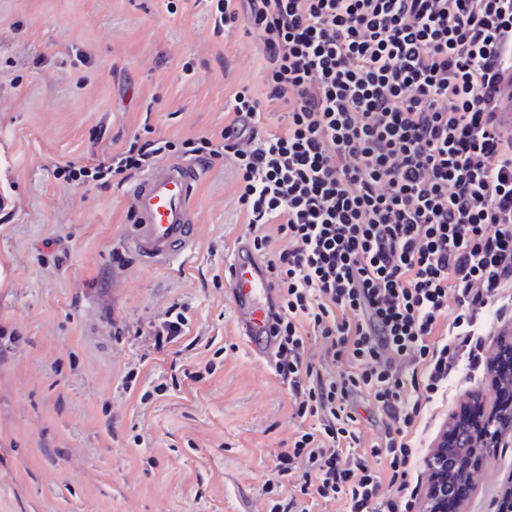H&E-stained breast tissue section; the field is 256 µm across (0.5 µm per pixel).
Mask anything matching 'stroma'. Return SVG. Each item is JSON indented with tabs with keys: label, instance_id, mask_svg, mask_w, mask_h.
<instances>
[{
	"label": "stroma",
	"instance_id": "1",
	"mask_svg": "<svg viewBox=\"0 0 512 512\" xmlns=\"http://www.w3.org/2000/svg\"><path fill=\"white\" fill-rule=\"evenodd\" d=\"M258 37L215 27L210 0H0V512H269L276 456L300 427L274 366L236 329L224 259L248 239L230 166L203 168L195 243L174 266L125 252L136 178L69 185L152 128L220 139L236 89L262 87ZM186 309L165 350L151 325ZM494 396L457 368L413 429L411 512L433 441ZM512 447L485 454L464 512H496Z\"/></svg>",
	"mask_w": 512,
	"mask_h": 512
}]
</instances>
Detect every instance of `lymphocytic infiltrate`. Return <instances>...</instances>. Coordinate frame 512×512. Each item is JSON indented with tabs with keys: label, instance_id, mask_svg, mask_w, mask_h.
Returning <instances> with one entry per match:
<instances>
[{
	"label": "lymphocytic infiltrate",
	"instance_id": "lymphocytic-infiltrate-1",
	"mask_svg": "<svg viewBox=\"0 0 512 512\" xmlns=\"http://www.w3.org/2000/svg\"><path fill=\"white\" fill-rule=\"evenodd\" d=\"M216 10V26L242 22L259 38L266 90L235 91L221 139L182 147L235 168L276 285L277 372L294 417L318 420L277 454L276 476L297 479L300 496L271 512L320 501L408 512L414 424L455 367L481 368L484 320L512 309V128L499 119L512 101V0H218ZM267 102L284 109L273 130ZM165 151L135 142L58 173L122 181ZM314 335L321 369L306 358ZM359 394L386 418L365 455ZM385 481L394 496L381 495Z\"/></svg>",
	"mask_w": 512,
	"mask_h": 512
}]
</instances>
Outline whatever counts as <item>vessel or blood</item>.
I'll list each match as a JSON object with an SVG mask.
<instances>
[{
	"label": "vessel or blood",
	"mask_w": 512,
	"mask_h": 512,
	"mask_svg": "<svg viewBox=\"0 0 512 512\" xmlns=\"http://www.w3.org/2000/svg\"><path fill=\"white\" fill-rule=\"evenodd\" d=\"M195 165L164 162L137 182L132 193L134 230L123 246L151 264H172L193 246ZM224 278L235 305L239 333L252 355L270 359L276 341L266 315L275 295L265 263L240 241L224 263Z\"/></svg>",
	"instance_id": "1"
}]
</instances>
